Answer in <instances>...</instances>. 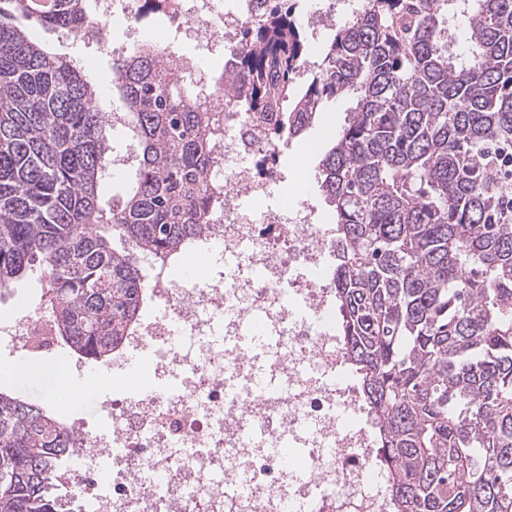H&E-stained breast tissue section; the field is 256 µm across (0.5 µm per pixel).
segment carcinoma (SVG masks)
<instances>
[{
  "label": "carcinoma",
  "instance_id": "obj_1",
  "mask_svg": "<svg viewBox=\"0 0 512 512\" xmlns=\"http://www.w3.org/2000/svg\"><path fill=\"white\" fill-rule=\"evenodd\" d=\"M0 10V288L37 267L54 329L88 364L141 319L157 267L209 223L220 118L154 45L113 52L110 81L132 138L129 193L103 207L110 113L101 82L31 29L109 40L88 0H7ZM467 16L470 57L448 49ZM309 71L284 0L227 48L236 112H278L299 138L324 102L357 97L319 164L335 224L345 354L376 434L392 512H512V0H362ZM119 241L121 248L114 247ZM75 433L59 410L0 390V512H76L60 481Z\"/></svg>",
  "mask_w": 512,
  "mask_h": 512
}]
</instances>
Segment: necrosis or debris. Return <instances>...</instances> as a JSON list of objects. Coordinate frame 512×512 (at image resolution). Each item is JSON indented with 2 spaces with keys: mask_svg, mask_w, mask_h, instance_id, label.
<instances>
[{
  "mask_svg": "<svg viewBox=\"0 0 512 512\" xmlns=\"http://www.w3.org/2000/svg\"><path fill=\"white\" fill-rule=\"evenodd\" d=\"M177 29L211 49L232 41L245 22L257 18L263 0H160ZM149 0H91V23L135 31ZM355 0H315L307 18L311 44L330 22L351 17ZM181 80L202 81L203 98L222 112L224 74L203 71L194 58L173 57ZM282 150L257 140L252 124L224 126L212 150L209 178L217 206L199 251L249 246L239 251L232 278L207 272L173 280L155 271L152 295L164 303L163 317L140 321L128 336L133 349L153 348L161 391L116 400L106 407L107 432L78 433L75 474L93 512H285L290 503L319 500V512H391L385 494L368 490L377 472L373 443L359 424H336L337 405L360 409L361 394L347 377V362L336 334L331 225L315 221L307 201L284 205L267 223H257L243 198L263 200L284 180ZM248 159L232 167L234 158ZM224 319L226 341L213 338ZM45 307L8 322L0 335L15 349L54 348ZM275 337L263 362L231 342L242 327ZM273 384L250 391L256 368ZM344 374L343 386L332 379ZM264 430L270 443L287 440L296 453L283 457L246 445L243 433ZM100 459L102 469L87 468Z\"/></svg>",
  "mask_w": 512,
  "mask_h": 512,
  "instance_id": "necrosis-or-debris-1",
  "label": "necrosis or debris"
}]
</instances>
